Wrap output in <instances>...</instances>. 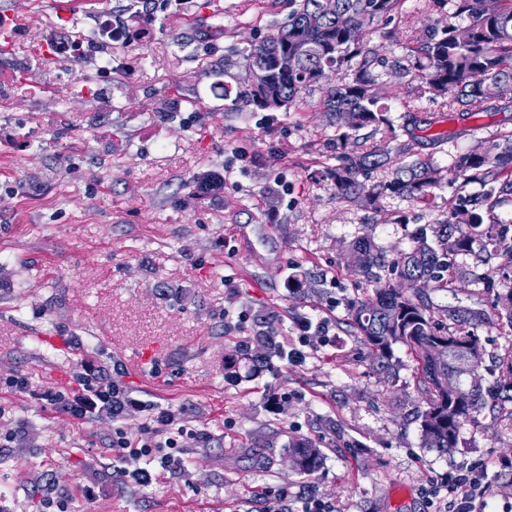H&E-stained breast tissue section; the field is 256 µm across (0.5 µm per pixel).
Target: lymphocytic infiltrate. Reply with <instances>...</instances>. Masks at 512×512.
<instances>
[{"label":"lymphocytic infiltrate","instance_id":"lymphocytic-infiltrate-1","mask_svg":"<svg viewBox=\"0 0 512 512\" xmlns=\"http://www.w3.org/2000/svg\"><path fill=\"white\" fill-rule=\"evenodd\" d=\"M73 379L74 388L46 391L45 400L76 420L104 418L113 422L112 460L121 464L126 482L146 489L159 471L175 474L183 470L182 450L196 434L186 426L182 411L147 406L116 381L107 380L102 368L87 362L81 363ZM135 411L147 413L148 421L141 434L132 437L121 422ZM131 458L138 460V467L126 468ZM440 487L446 492L445 512H485L486 485L476 467L448 474Z\"/></svg>","mask_w":512,"mask_h":512}]
</instances>
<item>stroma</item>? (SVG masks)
I'll use <instances>...</instances> for the list:
<instances>
[{
  "label": "stroma",
  "mask_w": 512,
  "mask_h": 512,
  "mask_svg": "<svg viewBox=\"0 0 512 512\" xmlns=\"http://www.w3.org/2000/svg\"><path fill=\"white\" fill-rule=\"evenodd\" d=\"M117 3L77 0L64 20L55 0H0L14 15L13 48L0 55V92L11 95L0 103V375L28 380L23 391L0 388V433L25 431L0 447V512H38L47 491L69 512H266L283 487L337 512H433L437 478L466 465L487 472V512H512V469L501 465L512 458V414L480 415L448 451L426 447L415 354L395 345L380 374L347 318L367 288L349 244L370 235L395 260L453 188L436 189L431 208L395 197L375 213L337 200L318 177L337 164L320 88L290 112L232 110L224 86L237 69L224 60L275 33L287 0H154L137 18ZM116 15L133 36L109 44L122 61L110 85L94 82L93 60L77 66L51 50ZM427 16L405 0L370 46L388 53L383 32L406 35ZM142 28L148 37L135 38ZM510 133L512 111L492 103L471 118L445 113L418 135L446 165ZM205 172L225 177L223 188L196 194ZM460 265L426 295L434 312L490 317L477 330L490 383L512 355V323L495 311L497 292L512 289V254ZM490 266L506 275L494 291L482 283ZM290 273L300 289L286 288ZM301 316L329 323L306 361L274 356L252 371L265 337L290 334ZM84 361L120 364L114 379L137 398L183 409L198 435L185 473L146 489L124 483L111 422L78 421L44 400ZM232 370L240 381L230 385ZM272 393L288 396L276 414ZM298 437L323 452L313 474L290 466L286 446Z\"/></svg>",
  "instance_id": "stroma-1"
}]
</instances>
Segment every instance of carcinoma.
<instances>
[{"mask_svg":"<svg viewBox=\"0 0 512 512\" xmlns=\"http://www.w3.org/2000/svg\"><path fill=\"white\" fill-rule=\"evenodd\" d=\"M448 3V23L412 31L399 42L402 53L388 57L370 46L366 36L382 18L398 12L402 0H288V22L240 55L236 93L224 86V99H232L236 107L268 111L267 101L280 99L289 109L304 103L303 95L320 83L324 71L333 69L336 83L324 89L318 108L338 130L340 164L325 173L337 198L380 211L385 200L396 196L427 206L442 184L456 186V202L432 223L417 226L411 248L391 265L366 236L348 247L358 255L356 271L370 286L349 305L348 321L383 374L391 369L393 345L403 344L415 353L427 394L419 415L422 437L428 447L444 452L455 447L461 428L476 421L486 407L512 403V356L500 359L496 382L482 384L477 372L483 350L476 330L484 314L450 307L436 316L417 284L447 287L462 256L487 264L498 255L512 254V227L500 216V209L512 203V134L488 142L482 153H458L450 166L442 167L413 152L414 129L423 122L416 115L419 108L406 106L409 141L399 143L388 106L376 89L388 75L416 84L446 111L470 116L485 111L490 102L506 107L512 103V0ZM456 18L469 31L465 40L456 36ZM286 51L294 54L295 66L284 73L275 60ZM255 64L267 73L263 86L250 78ZM344 112L352 115L347 126L341 122ZM367 128L372 135L381 133L371 146L360 135ZM350 144L355 149L347 150ZM377 170L390 175L371 185L360 180ZM471 184L481 190L467 191ZM387 267L416 286L413 294L391 285ZM450 375L458 380L452 389ZM288 453L300 460L301 474H312L322 464L320 449L306 439L289 441Z\"/></svg>","mask_w":512,"mask_h":512,"instance_id":"cac0c4a2","label":"carcinoma"}]
</instances>
